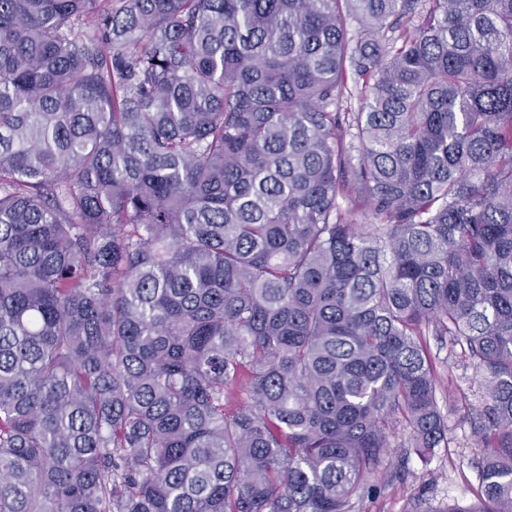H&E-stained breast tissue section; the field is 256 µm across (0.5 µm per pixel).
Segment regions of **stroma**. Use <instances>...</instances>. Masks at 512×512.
Segmentation results:
<instances>
[{"label":"stroma","mask_w":512,"mask_h":512,"mask_svg":"<svg viewBox=\"0 0 512 512\" xmlns=\"http://www.w3.org/2000/svg\"><path fill=\"white\" fill-rule=\"evenodd\" d=\"M428 344L440 380H453L470 402H478V378L450 355L447 337H429ZM449 425L451 447L435 449L426 460L410 455L402 477H391V461L383 459L373 477L378 492L361 498L355 512H447L451 507L461 512L473 503L481 485L484 450L477 445L469 420L453 413Z\"/></svg>","instance_id":"35a3bbf8"}]
</instances>
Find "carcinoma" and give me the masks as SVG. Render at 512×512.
Segmentation results:
<instances>
[{
	"instance_id": "carcinoma-1",
	"label": "carcinoma",
	"mask_w": 512,
	"mask_h": 512,
	"mask_svg": "<svg viewBox=\"0 0 512 512\" xmlns=\"http://www.w3.org/2000/svg\"><path fill=\"white\" fill-rule=\"evenodd\" d=\"M430 334L512 512V0H0V512H354ZM429 344L430 352L435 358L437 374L442 383V391L438 394L439 402L448 413V376L464 391L470 402L478 405L479 390L478 378L471 367H466L458 362V358L449 355L448 337L446 336H426Z\"/></svg>"
}]
</instances>
